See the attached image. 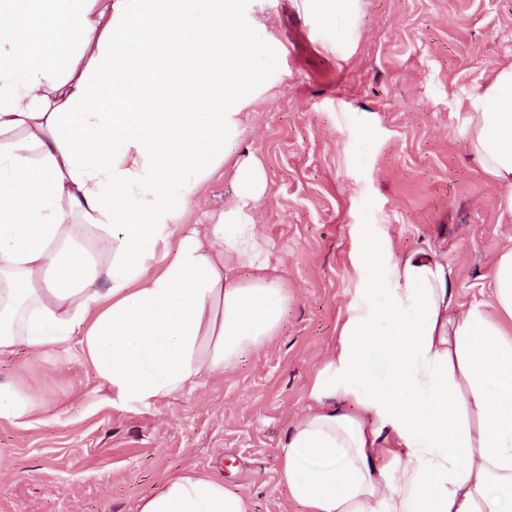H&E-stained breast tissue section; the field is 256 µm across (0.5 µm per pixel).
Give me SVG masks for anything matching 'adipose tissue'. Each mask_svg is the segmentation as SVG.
Here are the masks:
<instances>
[{
    "instance_id": "ef3b65f1",
    "label": "adipose tissue",
    "mask_w": 512,
    "mask_h": 512,
    "mask_svg": "<svg viewBox=\"0 0 512 512\" xmlns=\"http://www.w3.org/2000/svg\"><path fill=\"white\" fill-rule=\"evenodd\" d=\"M21 3L0 0V356L76 339L113 406L149 408L262 346L288 310L277 267L257 259L262 168L234 158L265 48L237 24V0H51L44 13ZM57 33L68 56L43 47ZM218 75L223 94L174 109ZM465 110L471 150L512 213V65ZM228 164L236 201L215 223H183L186 198ZM84 221L104 226L106 268L74 246ZM357 262L367 310L341 330L339 380L321 381L287 435V495L301 512H505L512 342L480 306L457 311L427 252L366 237ZM386 428L407 455L394 480ZM139 512L248 504L192 468Z\"/></svg>"
}]
</instances>
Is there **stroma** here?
I'll list each match as a JSON object with an SVG mask.
<instances>
[{
  "label": "stroma",
  "mask_w": 512,
  "mask_h": 512,
  "mask_svg": "<svg viewBox=\"0 0 512 512\" xmlns=\"http://www.w3.org/2000/svg\"><path fill=\"white\" fill-rule=\"evenodd\" d=\"M239 5L245 28L262 6L281 50L239 156L264 173L254 216L288 319L223 374L148 409L106 402L74 342L0 356V384L41 406L0 420V512H138L187 468L222 478L251 512H297L279 484L283 444L359 298L362 237L434 253L464 304L481 300L512 240L505 190L471 153L460 106L512 64V0H351L330 21L312 0ZM233 198L216 171L183 221L216 222Z\"/></svg>",
  "instance_id": "obj_1"
}]
</instances>
